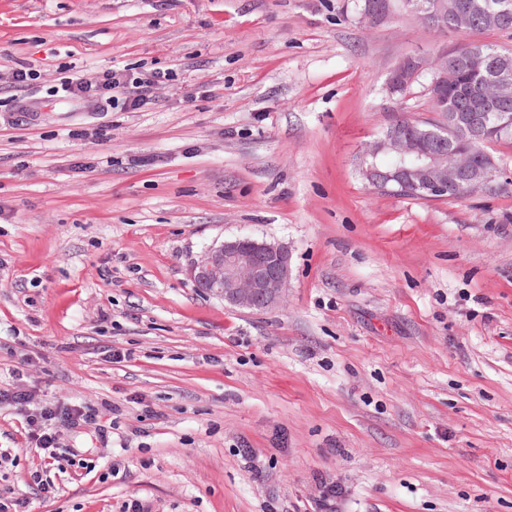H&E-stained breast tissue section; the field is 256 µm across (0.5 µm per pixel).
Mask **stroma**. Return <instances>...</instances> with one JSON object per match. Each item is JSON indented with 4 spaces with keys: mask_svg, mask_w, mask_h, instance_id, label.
<instances>
[{
    "mask_svg": "<svg viewBox=\"0 0 512 512\" xmlns=\"http://www.w3.org/2000/svg\"><path fill=\"white\" fill-rule=\"evenodd\" d=\"M363 0H0V388L106 411L44 470L0 407V512H512V147L503 192L384 196L361 152L441 33ZM175 70L138 112L60 78ZM26 101L31 113L16 111ZM240 235L287 247L280 304L195 287ZM253 452L244 459L241 449ZM428 67L426 60L420 56H408L400 61L394 69L387 81V90L389 99L392 105L389 107V111L396 108L397 100L395 99L396 93L404 86H407L412 80L424 71ZM418 76L414 82L405 89H401L397 93L398 100H402L408 89H410L414 83L418 81ZM19 67L12 69L7 75H0L1 84H6L11 88H25L32 85V81L37 80V74L30 67L18 64Z\"/></svg>",
    "mask_w": 512,
    "mask_h": 512,
    "instance_id": "35a3bbf8",
    "label": "stroma"
}]
</instances>
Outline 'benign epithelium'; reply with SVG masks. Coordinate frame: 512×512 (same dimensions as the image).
I'll return each instance as SVG.
<instances>
[{"instance_id":"benign-epithelium-1","label":"benign epithelium","mask_w":512,"mask_h":512,"mask_svg":"<svg viewBox=\"0 0 512 512\" xmlns=\"http://www.w3.org/2000/svg\"><path fill=\"white\" fill-rule=\"evenodd\" d=\"M440 59L442 65L434 73L430 90L434 107L440 112L441 130H421L414 135L405 129L404 123H393L361 156L364 163L367 157L387 148L398 158V163L389 169L364 170V182L370 189L412 187L427 195L445 197L452 187L498 177L495 162L483 163L477 146L488 142L493 131L511 123L512 115L492 111L487 101L479 112L456 108L450 111L441 89L448 86V79L459 68L484 70L497 88L496 104L507 103L512 99V66L492 63L480 53L462 57L443 53ZM427 67L420 56H408L394 67L387 81L391 108H396V93ZM455 126L465 132V137L448 148L446 129ZM289 274L288 249L251 236H237L209 248L191 269L196 287L208 289L228 304L256 311L271 308L282 300Z\"/></svg>"}]
</instances>
